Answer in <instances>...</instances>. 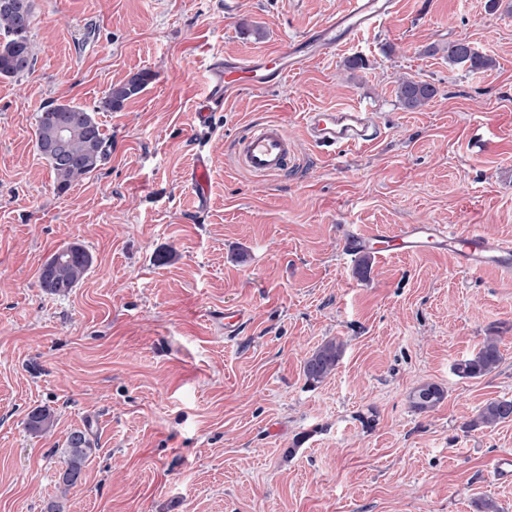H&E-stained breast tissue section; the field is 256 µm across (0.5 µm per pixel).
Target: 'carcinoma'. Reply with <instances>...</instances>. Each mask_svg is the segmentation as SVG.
<instances>
[{"label": "carcinoma", "instance_id": "cac0c4a2", "mask_svg": "<svg viewBox=\"0 0 512 512\" xmlns=\"http://www.w3.org/2000/svg\"><path fill=\"white\" fill-rule=\"evenodd\" d=\"M34 18V0H0V77L15 78L27 74L34 65V52L30 29ZM444 53L448 64L468 71L488 70L492 59L474 47L449 43L443 48L432 47V52ZM153 79L149 71H142L123 83L112 86L101 102L100 109L114 111L129 99L140 94ZM437 95L434 85L417 80H404L398 85L397 96L402 106L411 111L419 110ZM71 127L67 152L54 159L44 154L45 143L51 139L56 127ZM34 138L36 149L50 166L55 189L65 193L83 181L105 160L108 141L96 120L95 111L80 105L48 103L36 115ZM93 263L92 254L80 242H70L59 247L41 266L40 287L50 294L65 295L85 277ZM343 355V342L332 339L324 342L303 361V375L314 386L325 381L336 370ZM503 359L501 339L487 336L476 350L455 364L461 378L476 379L494 372ZM446 398L445 390L438 384L425 382L415 387L409 395L411 407L425 413L434 410ZM512 420V400L492 398L487 400L468 424L471 430L493 428ZM52 426V414L37 409L27 421L29 431L35 435L45 433ZM94 452L87 433L71 432L65 448L66 467L60 476L64 489L80 481L84 468Z\"/></svg>", "mask_w": 512, "mask_h": 512}]
</instances>
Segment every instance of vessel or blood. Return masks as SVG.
<instances>
[{"label": "vessel or blood", "mask_w": 512, "mask_h": 512, "mask_svg": "<svg viewBox=\"0 0 512 512\" xmlns=\"http://www.w3.org/2000/svg\"><path fill=\"white\" fill-rule=\"evenodd\" d=\"M394 0H349L347 9L300 40L261 61L231 64L215 61L207 74L208 100L216 103L241 86L257 89L282 81L307 55L321 57L355 41L384 24L392 15ZM303 125L310 143L321 149L338 151L361 149L379 138L381 129L372 113L356 107L308 112ZM235 155L241 166L256 177L284 173L294 155V142L276 122L249 130L236 143ZM349 251L362 254L401 255L438 252L454 265L483 270L492 268L512 275V243L487 237L480 232L454 231L440 224H404L397 232H353L347 239Z\"/></svg>", "instance_id": "1"}]
</instances>
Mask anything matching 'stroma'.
<instances>
[{
    "instance_id": "35a3bbf8",
    "label": "stroma",
    "mask_w": 512,
    "mask_h": 512,
    "mask_svg": "<svg viewBox=\"0 0 512 512\" xmlns=\"http://www.w3.org/2000/svg\"><path fill=\"white\" fill-rule=\"evenodd\" d=\"M346 0H35L28 74L0 78V512H512V421L470 430L512 399V279L423 253L356 273L348 231L480 228L512 241V0H395L388 22L277 87H241L210 129L197 114L215 59L277 51ZM463 39L495 62L450 67L429 46ZM364 66L350 70L348 60ZM118 111L98 104L139 71ZM433 83L402 108L400 78ZM96 109L110 154L65 194L34 147L40 107ZM361 107L383 136L328 156L304 112ZM281 123L287 173L257 179L233 143ZM209 168L197 197V156ZM78 241L93 265L65 296L42 263ZM249 315L234 338L228 309ZM503 360L479 379L453 366L488 333ZM344 354L318 386L302 364ZM442 385L435 410L413 388ZM50 410L32 434L27 418ZM95 451L60 491L74 430ZM153 79L149 71H142L123 83L113 85L106 93L99 110L110 111L121 109L126 101L140 94ZM343 346L340 340H328L304 359L302 369L308 384H320L332 375L342 358ZM445 398V390L440 385L432 382H425L418 385L409 395L411 407L419 413L434 410ZM509 420H512V400L492 398L478 409L468 427L471 430L494 428Z\"/></svg>"
}]
</instances>
